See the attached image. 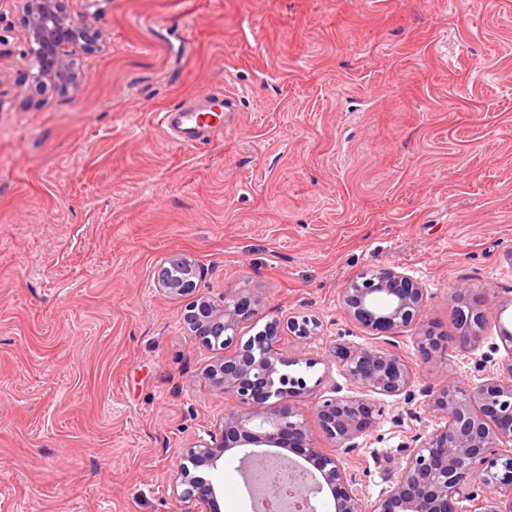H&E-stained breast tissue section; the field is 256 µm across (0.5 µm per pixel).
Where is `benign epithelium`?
<instances>
[{"label": "benign epithelium", "mask_w": 512, "mask_h": 512, "mask_svg": "<svg viewBox=\"0 0 512 512\" xmlns=\"http://www.w3.org/2000/svg\"><path fill=\"white\" fill-rule=\"evenodd\" d=\"M27 39L28 56L37 72L33 80L49 81L60 91L76 83L72 56L76 48H94L102 40L97 13L74 18L67 0H18ZM201 276L197 265L175 254L161 269L158 288L170 295L195 292ZM463 287L453 295L461 339L481 337L485 312ZM347 313L382 344L340 349V371L345 384L330 388L317 401L314 414L326 435L336 443V454L312 446L307 417L298 402L313 393L306 380L287 371L299 363L280 348L283 332L303 350L320 335L321 323L312 315L272 317L247 339L240 326L258 314L261 301L241 290L217 301L199 297L185 309L184 325L190 338L208 350L234 348L204 371L206 380L240 407L224 413L206 437L183 450L175 487L186 503L199 512H218L221 493L220 461L238 446L297 448L312 463L323 482L335 490L334 512H512V325L496 316L499 339L506 355L497 371L462 388L446 384L436 391L428 412L432 430L417 436L405 465L376 503L358 488L355 473L345 467L343 455L359 447L385 397L409 395L416 374L394 350L393 338L404 329L417 330L421 352L430 356L440 349L435 333L422 320L425 288L413 277L392 267L370 270L340 290ZM242 460L251 470L273 463L305 473L309 479L299 498L305 512H316L312 498L321 490L315 475L301 464L278 454L248 452ZM489 491L479 496L473 487Z\"/></svg>", "instance_id": "benign-epithelium-1"}]
</instances>
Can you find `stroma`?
<instances>
[{
  "label": "stroma",
  "mask_w": 512,
  "mask_h": 512,
  "mask_svg": "<svg viewBox=\"0 0 512 512\" xmlns=\"http://www.w3.org/2000/svg\"><path fill=\"white\" fill-rule=\"evenodd\" d=\"M104 41L73 55L76 92L35 86L18 0H0V512H182L177 451L234 408L182 328L189 297L157 287L171 255L197 295L246 289L275 315L318 316L299 356L314 400L337 347L369 333L340 290L392 267L426 290L442 344L399 350L420 379L345 457L370 500L432 423L429 391L469 386L504 355L466 343L470 287L512 299V0H68ZM239 96L232 129L176 146L158 112ZM236 447L222 512H255ZM472 288L457 289L453 295L454 312L463 342L481 337L487 324L485 312L471 299Z\"/></svg>",
  "instance_id": "35a3bbf8"
}]
</instances>
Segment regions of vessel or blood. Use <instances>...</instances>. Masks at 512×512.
Instances as JSON below:
<instances>
[{
  "label": "vessel or blood",
  "mask_w": 512,
  "mask_h": 512,
  "mask_svg": "<svg viewBox=\"0 0 512 512\" xmlns=\"http://www.w3.org/2000/svg\"><path fill=\"white\" fill-rule=\"evenodd\" d=\"M236 112L235 98L205 91L196 103H179L160 113L159 123L175 144L193 145L231 126Z\"/></svg>",
  "instance_id": "obj_1"
}]
</instances>
